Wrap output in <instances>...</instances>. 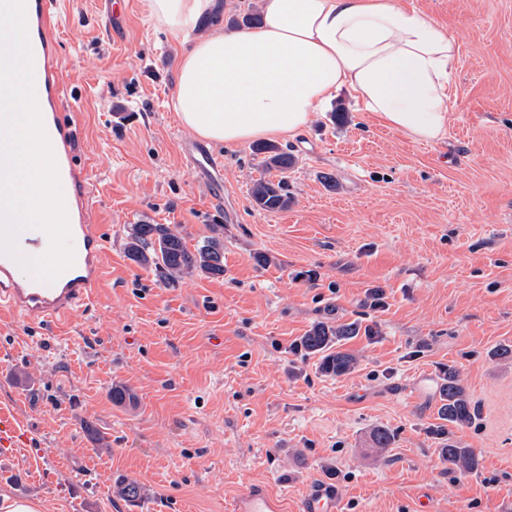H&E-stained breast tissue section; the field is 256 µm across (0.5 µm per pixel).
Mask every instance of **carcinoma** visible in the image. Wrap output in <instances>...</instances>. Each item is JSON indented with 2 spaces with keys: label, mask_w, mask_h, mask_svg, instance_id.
Returning <instances> with one entry per match:
<instances>
[{
  "label": "carcinoma",
  "mask_w": 512,
  "mask_h": 512,
  "mask_svg": "<svg viewBox=\"0 0 512 512\" xmlns=\"http://www.w3.org/2000/svg\"><path fill=\"white\" fill-rule=\"evenodd\" d=\"M253 153L263 155V168L276 173V179L256 180L251 188L255 205L265 211L288 208V171L294 168L296 158L292 151L272 143L257 144ZM127 257L142 266L154 268L162 278L178 277L199 272L207 277L224 276V242L217 234L207 237L191 250L185 238L168 224H136L126 243ZM360 327L355 323L330 324L319 322L300 339V347L309 355L319 357L323 372L342 375L356 364V357L342 349L343 342L357 336ZM441 419L453 425H469L475 409L461 384L458 373L448 369L441 384ZM448 463L457 469H472L477 464L473 451L453 445L443 449Z\"/></svg>",
  "instance_id": "carcinoma-1"
}]
</instances>
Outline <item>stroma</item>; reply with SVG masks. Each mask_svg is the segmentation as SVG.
<instances>
[{
	"mask_svg": "<svg viewBox=\"0 0 512 512\" xmlns=\"http://www.w3.org/2000/svg\"><path fill=\"white\" fill-rule=\"evenodd\" d=\"M65 0L63 81L78 101L90 205L106 241L90 305L61 325L0 312V409L32 442L0 457V496L40 512H229L246 487L299 512L319 483L343 512H512V0H401L457 44L448 134L414 143L347 91L288 146L287 209L251 198L250 144H212L219 183L185 156L172 110L181 38L129 0ZM196 248L224 238V274L174 281L127 258L133 225ZM380 288L388 307L364 304ZM355 322L350 372L299 346ZM455 369L475 418L439 417ZM435 389L416 392V375ZM131 395L112 400L113 388ZM395 435L373 447L375 429ZM477 465L451 467L447 445ZM140 488L136 500L119 485Z\"/></svg>",
	"mask_w": 512,
	"mask_h": 512,
	"instance_id": "obj_1",
	"label": "stroma"
}]
</instances>
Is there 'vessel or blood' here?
<instances>
[{
    "mask_svg": "<svg viewBox=\"0 0 512 512\" xmlns=\"http://www.w3.org/2000/svg\"><path fill=\"white\" fill-rule=\"evenodd\" d=\"M60 0H25L27 32L34 63V91L41 105V117L55 154L61 189L67 209L75 259L51 283L20 276L16 259L0 254V306L8 307L25 321L47 323L68 318L86 304L101 274L104 240L92 222L90 185L86 162L79 150L74 121L63 113L65 87L60 67ZM21 256L34 258L49 247L41 231L23 230L16 239ZM18 421L0 412V447L15 448L26 441ZM232 512H276L261 488L245 491L233 504ZM300 512H341L335 486L317 485L302 501Z\"/></svg>",
    "mask_w": 512,
    "mask_h": 512,
    "instance_id": "1",
    "label": "vessel or blood"
}]
</instances>
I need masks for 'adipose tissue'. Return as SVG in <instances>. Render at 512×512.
<instances>
[{"label":"adipose tissue","instance_id":"adipose-tissue-1","mask_svg":"<svg viewBox=\"0 0 512 512\" xmlns=\"http://www.w3.org/2000/svg\"><path fill=\"white\" fill-rule=\"evenodd\" d=\"M220 0H146L167 32L189 38L173 109L220 143L296 138L340 90L414 142L448 133L456 47L448 30L396 0H257L256 28L204 27Z\"/></svg>","mask_w":512,"mask_h":512}]
</instances>
